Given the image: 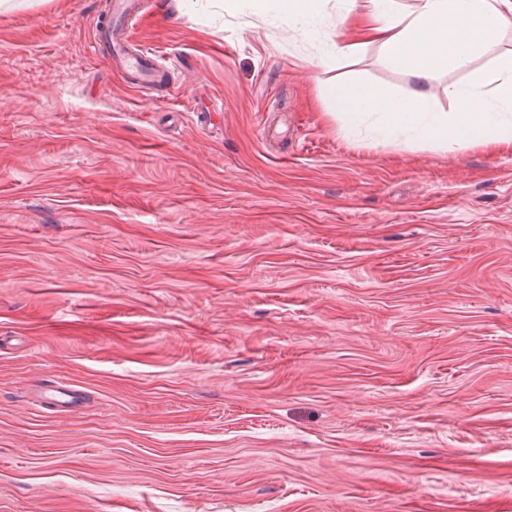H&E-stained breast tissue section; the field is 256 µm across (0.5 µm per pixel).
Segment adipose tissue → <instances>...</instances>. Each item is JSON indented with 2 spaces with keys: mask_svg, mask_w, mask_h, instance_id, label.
<instances>
[{
  "mask_svg": "<svg viewBox=\"0 0 512 512\" xmlns=\"http://www.w3.org/2000/svg\"><path fill=\"white\" fill-rule=\"evenodd\" d=\"M255 13L274 12L299 30H307L318 13L319 0H251ZM355 14L353 35L340 43L326 35L336 59L358 47L377 43L384 56L405 66L417 87L397 97L356 81H332L321 96L336 107L348 125L371 122V146L386 151L400 141L445 152L476 145L512 148V51L497 57L473 82L449 84L451 112L431 111L425 88L448 68L470 69L475 57L512 25V0H366Z\"/></svg>",
  "mask_w": 512,
  "mask_h": 512,
  "instance_id": "ef3b65f1",
  "label": "adipose tissue"
}]
</instances>
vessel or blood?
Masks as SVG:
<instances>
[{"label":"vessel or blood","mask_w":512,"mask_h":512,"mask_svg":"<svg viewBox=\"0 0 512 512\" xmlns=\"http://www.w3.org/2000/svg\"><path fill=\"white\" fill-rule=\"evenodd\" d=\"M141 9L139 0H113L106 15L96 24L93 51H106L120 60L128 78L139 88L150 89L163 63L159 56L145 50L131 49L124 36L127 25Z\"/></svg>","instance_id":"obj_1"}]
</instances>
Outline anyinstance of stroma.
Segmentation results:
<instances>
[{"label": "stroma", "mask_w": 512, "mask_h": 512, "mask_svg": "<svg viewBox=\"0 0 512 512\" xmlns=\"http://www.w3.org/2000/svg\"><path fill=\"white\" fill-rule=\"evenodd\" d=\"M0 7V512H512V150L379 152L378 44L250 0ZM66 379L82 405L42 402ZM140 9L141 2L137 0H114L106 15L98 18L92 49L94 52L104 49L119 59L132 83L148 90L165 64L153 52L132 50L125 40V29Z\"/></svg>", "instance_id": "stroma-1"}]
</instances>
